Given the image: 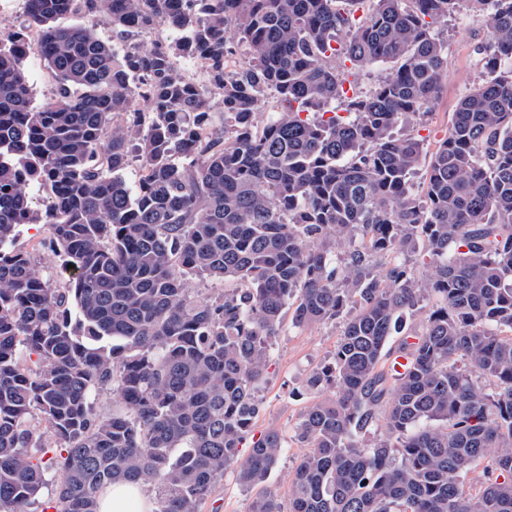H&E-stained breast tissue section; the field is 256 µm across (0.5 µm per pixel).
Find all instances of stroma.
Listing matches in <instances>:
<instances>
[{
  "mask_svg": "<svg viewBox=\"0 0 512 512\" xmlns=\"http://www.w3.org/2000/svg\"><path fill=\"white\" fill-rule=\"evenodd\" d=\"M485 37L480 18L461 14L448 24V67L444 76V93L430 116L425 134L426 146L435 149L448 131L458 99L467 89L482 79L477 47ZM47 229L44 224H28L22 227L17 244L31 252L36 272L44 277L60 270L61 260L44 240ZM341 321L330 320L304 327L284 323L276 338L271 366L266 381L257 396L260 412L255 420L252 438H259L270 429L279 430L289 443L284 449L276 468L272 471L268 486L280 498H287L292 475L304 454L303 445L294 441V427L306 407L316 398L306 382L310 373L327 362L341 336ZM253 494L237 482L234 471H227L216 494L201 507V512H249Z\"/></svg>",
  "mask_w": 512,
  "mask_h": 512,
  "instance_id": "obj_1",
  "label": "stroma"
}]
</instances>
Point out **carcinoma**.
<instances>
[{
    "mask_svg": "<svg viewBox=\"0 0 512 512\" xmlns=\"http://www.w3.org/2000/svg\"><path fill=\"white\" fill-rule=\"evenodd\" d=\"M25 6L57 94L33 102L27 33L0 42V512H98L146 480L156 512H200L229 469L264 483L283 435L241 447L287 316L344 320L307 380L334 395L294 427L288 504L265 490L249 512H512V0ZM86 12L112 41L56 24ZM464 12L484 20L483 78L430 153L440 28ZM160 26L183 37L147 43ZM41 221L61 288L16 247ZM193 278L224 292L200 300Z\"/></svg>",
    "mask_w": 512,
    "mask_h": 512,
    "instance_id": "1",
    "label": "carcinoma"
}]
</instances>
